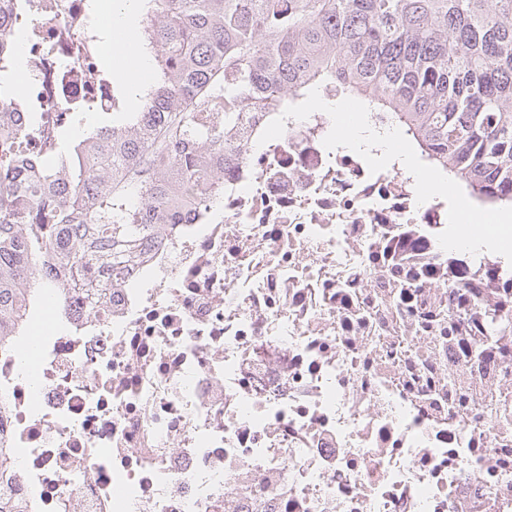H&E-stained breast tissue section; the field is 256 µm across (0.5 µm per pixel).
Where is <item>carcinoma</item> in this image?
<instances>
[{
	"label": "carcinoma",
	"instance_id": "cac0c4a2",
	"mask_svg": "<svg viewBox=\"0 0 512 512\" xmlns=\"http://www.w3.org/2000/svg\"><path fill=\"white\" fill-rule=\"evenodd\" d=\"M138 26L148 78L132 105L108 75L112 126L73 144L67 181L40 161L0 180L2 348L39 289L94 309L107 287L91 274L131 268L179 223L178 188L209 195L257 102L283 112L334 84L472 196L512 207V0H144ZM0 512L27 510L0 493Z\"/></svg>",
	"mask_w": 512,
	"mask_h": 512
}]
</instances>
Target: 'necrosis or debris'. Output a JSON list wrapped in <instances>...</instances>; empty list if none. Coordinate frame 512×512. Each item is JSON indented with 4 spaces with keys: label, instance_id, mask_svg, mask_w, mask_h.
<instances>
[{
    "label": "necrosis or debris",
    "instance_id": "obj_1",
    "mask_svg": "<svg viewBox=\"0 0 512 512\" xmlns=\"http://www.w3.org/2000/svg\"><path fill=\"white\" fill-rule=\"evenodd\" d=\"M22 78L0 104L16 162L108 112V35L86 0H27ZM217 195L179 191L96 312L28 315L0 349L10 493L28 512H512V264L449 244L478 206L427 193L421 160L363 115H249ZM386 155L383 165L374 157Z\"/></svg>",
    "mask_w": 512,
    "mask_h": 512
}]
</instances>
